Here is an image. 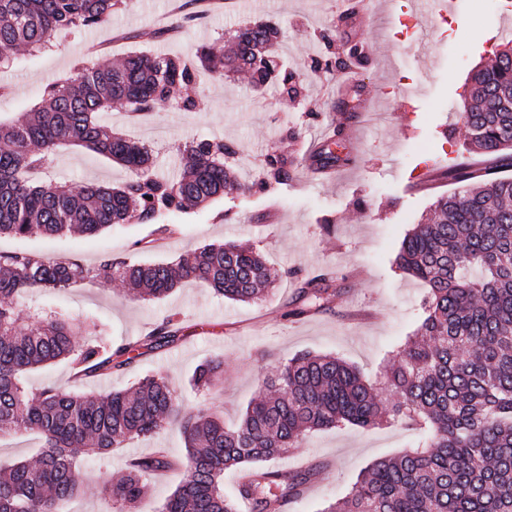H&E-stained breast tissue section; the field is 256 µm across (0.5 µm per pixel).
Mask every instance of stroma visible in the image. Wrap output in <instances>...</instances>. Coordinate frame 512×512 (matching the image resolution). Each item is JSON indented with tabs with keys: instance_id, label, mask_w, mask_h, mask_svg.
I'll use <instances>...</instances> for the list:
<instances>
[{
	"instance_id": "obj_1",
	"label": "stroma",
	"mask_w": 512,
	"mask_h": 512,
	"mask_svg": "<svg viewBox=\"0 0 512 512\" xmlns=\"http://www.w3.org/2000/svg\"><path fill=\"white\" fill-rule=\"evenodd\" d=\"M351 3L229 0L225 9L206 11L197 0H184L181 11L173 13L168 0H131L106 23L55 36L41 52L13 51L12 66L0 67L4 120L29 111L48 85L77 67L93 65L92 55L84 51L87 43L107 44L113 59L143 52L192 60L197 48L222 47L235 30L256 21L281 29L279 52L305 86V98L296 105L284 102L272 89H256L246 74L232 70L221 77L201 76L195 89L199 106L192 112L166 104L138 119L119 106L104 112L103 120L113 131L152 149L155 167L163 172L178 169V148L184 143L213 138L235 142L245 158L239 176L249 182V189L188 213L165 216V223L177 225L178 231L161 249L134 252L135 240H152L157 230L152 224H127L95 236H4L0 252H31L96 266L134 255L171 262L204 245L231 241L256 247L283 276L256 303L228 300L192 281L163 300L131 298L117 281H86L65 290L33 289L22 299L24 310L65 314L79 328V344L86 341L84 328L92 321L101 324L116 345L172 314L193 330L177 346L143 357L111 376L77 381L68 364L59 361L26 372L27 388L54 382L77 393L105 394L125 389L144 375L161 373L169 376L185 408H208L232 425L281 362L303 351L335 355L357 367L367 381L384 383L398 351L417 332L427 294L421 281L398 269L395 258L405 235L424 221L436 195L457 188L443 171L464 149V91L472 71L498 45L501 12L498 0H457L451 21L432 28L424 56L410 38L388 34L384 5H373L369 21L358 26L345 18ZM325 31L330 32L332 45L322 40ZM354 46L364 49L366 59L344 91H337L336 75L314 73L315 60ZM407 88L418 92L411 112L402 105ZM340 99L357 109H376L373 119L359 125L350 138L337 131ZM330 137L340 158V176L324 182L306 149L310 140ZM271 151L293 160L294 178L273 190L253 188L256 166ZM427 160L442 171L433 192L417 189L412 180ZM127 176L120 164L70 147L49 156L42 180L77 192ZM293 269L306 277L335 272L338 294L325 310L288 317V310L301 303L300 284L289 275ZM210 359L222 362L224 374L203 392L192 385L191 377ZM420 442L416 430L400 423L312 433L301 447L274 463L278 469L303 463L314 470L303 499L292 503L288 512H322L351 492L366 467L417 448ZM156 448L185 456L180 428L104 456L86 457L78 475L79 493L62 503L61 512H104L105 490L121 478L126 459Z\"/></svg>"
}]
</instances>
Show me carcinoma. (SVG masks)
Returning a JSON list of instances; mask_svg holds the SVG:
<instances>
[{"mask_svg":"<svg viewBox=\"0 0 512 512\" xmlns=\"http://www.w3.org/2000/svg\"><path fill=\"white\" fill-rule=\"evenodd\" d=\"M130 0H0V59L22 47L40 51L62 31L105 23ZM227 56L197 52L199 65L174 55L131 52L104 60L49 85L42 103L22 118L0 122V237L35 232L95 235L121 224H155L244 185L226 158H240L235 144L199 140L185 146L190 161L176 177L155 171L150 148L112 131L101 113L114 103L147 112L163 100L183 112L196 109L190 90L200 73L245 69L258 87L277 84L297 93L294 76L279 58V31L257 22L237 31ZM463 112L465 153L448 165L460 194L437 198L434 216L403 239L396 264L426 284L417 339L400 352L385 384L398 396L386 407L377 387L330 354L306 351L266 381L268 394L251 401L239 423L228 426L202 410L185 411L168 380L146 375L130 389L104 396L66 392L54 383L37 391L23 373L66 361L73 376L91 380L123 370L141 357L187 338L175 317L118 346L100 338L81 345L75 327L50 313L29 322L19 299L29 288L65 289L85 280H120L133 295L161 299L194 280L239 302H254L275 287L281 273L261 252L234 242L208 245L177 263L126 259L97 267L24 252L0 254V434L34 432L42 440L32 461L0 467V512H58L79 491L83 454H105L178 424L185 435L187 480L163 512H282L297 501L311 470H276L264 463L298 448L308 434L349 424L374 428L386 420L424 434L420 449L371 464L351 493L322 512H512V177L498 164L474 169L479 153L512 161V47L497 50L476 67ZM81 146L121 163V184H91L75 193L39 179L49 155ZM292 169L279 153L266 156L260 187L288 183ZM329 276L301 281L299 317L335 297ZM210 360L192 382L209 389L222 375ZM180 465L163 448L129 461L112 488L120 512H135L151 479ZM249 479L224 494V472Z\"/></svg>","mask_w":512,"mask_h":512,"instance_id":"obj_1","label":"carcinoma"}]
</instances>
